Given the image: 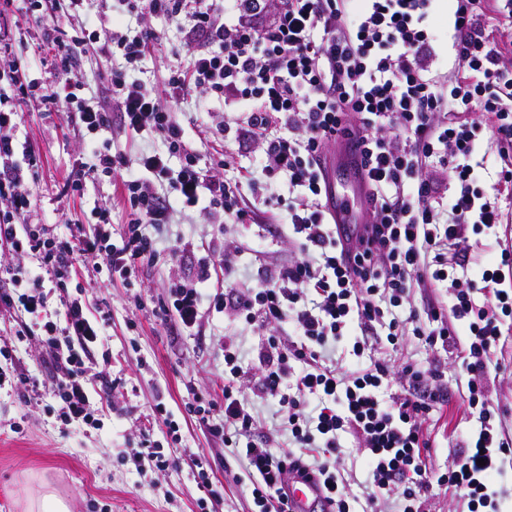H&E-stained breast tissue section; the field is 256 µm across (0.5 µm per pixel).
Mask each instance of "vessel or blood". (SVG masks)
<instances>
[{
  "label": "vessel or blood",
  "instance_id": "obj_1",
  "mask_svg": "<svg viewBox=\"0 0 512 512\" xmlns=\"http://www.w3.org/2000/svg\"><path fill=\"white\" fill-rule=\"evenodd\" d=\"M338 162L348 175L347 183H339L334 171L324 170V193L336 223L357 224L361 218L356 207L361 198L363 178L362 156L349 146L339 154ZM288 500L293 512H328L330 504L322 483L313 476L292 471L288 474Z\"/></svg>",
  "mask_w": 512,
  "mask_h": 512
}]
</instances>
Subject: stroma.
Returning a JSON list of instances; mask_svg holds the SVG:
<instances>
[{
	"mask_svg": "<svg viewBox=\"0 0 512 512\" xmlns=\"http://www.w3.org/2000/svg\"><path fill=\"white\" fill-rule=\"evenodd\" d=\"M114 25L143 21L160 36L147 55L135 66H127L121 56H104L93 49L80 52L76 67L82 94L100 96L106 77L126 71L129 79L157 94L167 91L174 70L186 69L190 55L184 33L188 17L130 14L113 11ZM0 20L7 21L25 52L43 53L44 30L55 15L36 18L26 14L19 0H0ZM181 121L192 146L202 161L215 154L234 157V168L224 171L227 179L252 168L256 155L241 151L234 136L213 139L212 124L222 119L223 107L211 104L201 111L195 95H185L180 104ZM15 134L39 154L41 164L34 175V189L41 203L37 220L52 225L55 233L69 234L74 225L95 224L100 207L111 206L112 237L120 239L127 215L113 200V181L102 178L88 183L75 195L66 196L61 187L67 174L83 158L79 142L66 127L64 114H50L37 103L18 112ZM264 185H257L249 200L260 220L255 224L212 223L196 212H175L170 223L146 227L160 253L157 264L139 272L132 284L104 282L94 263L77 271V279L87 290L94 308L104 317V340L94 351L92 367L110 373L118 387L112 406L103 410L98 425L75 422L63 424L54 398V369L38 337L18 335L27 317L18 310L0 315V343L9 351L0 357V368L15 371L13 384L0 387V512H26L28 498L51 489L65 499L70 512H249V481L233 449L211 436L209 424L224 418V344L233 342L239 363L248 371L244 388H251L256 372L259 344L264 329L245 324L231 313L205 310L196 334L178 330L173 318L164 317L160 305L169 284L191 277L190 256H205L207 250H232L241 239L262 241L280 259L292 256L287 238L273 232L274 223L263 199ZM507 221L495 232L471 235L470 257L457 265L454 275L461 283L479 282L483 268L501 261V250L512 247V198L501 199ZM185 253L184 260L170 257L172 247ZM501 351L493 355L489 367L488 395L500 409V428L512 439V318H503ZM457 345L450 349L428 348L412 335L398 345H382L355 356L351 341L325 352L324 361L346 369L365 367L386 360L394 370L408 363L433 362L448 396L447 405L425 422L432 441L429 466L435 473L447 472L457 460L458 450L467 446L477 428L467 410L464 393L468 376L462 367V347L468 329L457 324ZM213 403L209 424H202L188 409L189 403ZM163 404L178 423L177 434L155 419L156 404ZM161 447L171 457V467L159 471L143 465L144 441ZM207 461L208 480L217 496L201 507V492L194 461Z\"/></svg>",
	"mask_w": 512,
	"mask_h": 512,
	"instance_id": "35a3bbf8",
	"label": "stroma"
}]
</instances>
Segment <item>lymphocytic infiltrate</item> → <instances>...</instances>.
<instances>
[{
	"label": "lymphocytic infiltrate",
	"mask_w": 512,
	"mask_h": 512,
	"mask_svg": "<svg viewBox=\"0 0 512 512\" xmlns=\"http://www.w3.org/2000/svg\"><path fill=\"white\" fill-rule=\"evenodd\" d=\"M85 2L66 0L70 38L46 29L54 51L49 65L16 55L10 29L0 25V246L34 257L39 266L35 273L20 266L0 270L8 283L0 290V309L17 308L41 321L47 288L58 290L63 321L41 322L40 336L52 355L61 418L89 420L95 402L109 401L115 387L110 376L89 373L85 364L103 340V325L91 313L85 289L73 286L77 264L103 258L109 278L128 282L156 256L143 226L169 223L177 208L238 224L255 220L245 189L256 178L224 180L216 170L230 166L231 157H220L216 168L201 167L185 138L174 103L192 92L201 103L220 100L239 114L236 123L217 124L213 138L236 131L240 148L258 146L259 176L272 184L287 178L289 198L273 194L265 203L285 212V230L299 247L292 260L266 266L257 286L244 292L229 287L235 272L229 257H206L198 262L196 283L173 286L167 299V312L189 334L207 306L231 311L249 325L292 326L289 336L266 337L253 388L259 398L278 396L294 443L288 452L256 444L263 424L242 400L244 371L236 349L224 346V420L210 431L237 445L251 512H291L281 480L290 468L316 475L334 512H351L335 464L309 461L314 450L341 455L347 435L367 452L368 512L379 495L396 488L403 512H422L437 477L427 465L431 442L423 424L446 403L437 370L406 364L402 393L386 400L380 392L393 375L387 362L342 371L322 364L320 353L353 327L357 355L384 341L397 344L409 330L428 347H452L459 322L469 331L466 399L479 428L459 461L437 478L464 492L469 512H495L500 492L493 477L512 457V443L494 427L497 411L487 399L484 374L499 346L500 320L512 314V290L503 286L512 251L503 250L500 267L481 274L489 307L476 305L470 288L456 284L450 307L432 304L404 320L390 310L407 300L411 288L448 281L468 254L470 231L503 220L500 195L512 193V36L501 30L512 23V0H454L444 35L433 21L436 0H361L356 12L347 9V0H224L219 7L213 0H117L129 13L192 18L185 32L194 48L192 65L172 72L166 103L120 71L111 73L96 99L79 96V46L120 53L132 65L158 38L144 26L120 27L101 39ZM442 52L448 56L445 72L434 65ZM44 66L48 78L20 85L19 71ZM30 100L65 113L89 155L72 169L65 190L120 174L118 189L129 211L120 242L111 240L105 210L93 232L79 226L66 237L30 222L40 158L14 133L17 109ZM114 124L125 133L160 137L168 148L140 154L133 163L101 150L96 137ZM484 126L497 142L491 195L476 189L481 173L470 163ZM347 138L362 148L365 202L373 215L350 247L341 243L325 208L320 172L326 147ZM173 154L182 158L180 169L169 163Z\"/></svg>",
	"instance_id": "1"
}]
</instances>
